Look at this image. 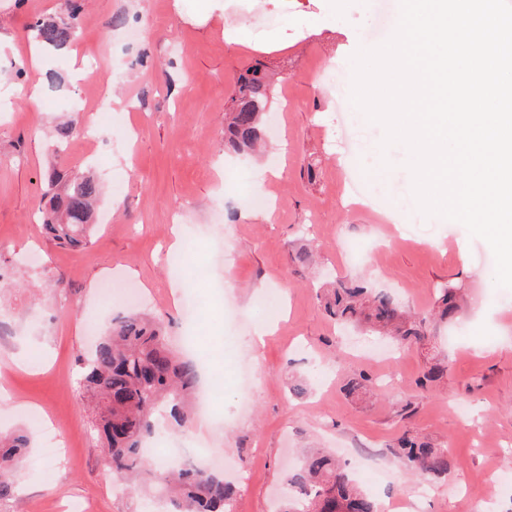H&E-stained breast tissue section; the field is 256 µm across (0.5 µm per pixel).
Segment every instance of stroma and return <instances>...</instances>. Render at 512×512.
Masks as SVG:
<instances>
[{"mask_svg": "<svg viewBox=\"0 0 512 512\" xmlns=\"http://www.w3.org/2000/svg\"><path fill=\"white\" fill-rule=\"evenodd\" d=\"M398 0H82L68 49L44 51L28 67L29 24L58 17L65 0H0V70L24 82L55 72L37 106L0 88V429L39 421L60 452L45 456L43 434L15 472V495L0 512H166L118 490L93 428L96 412L78 386L91 343L128 312L98 293L104 279L133 283L171 347L200 366L201 382L224 379L208 415L153 441L212 440L233 461V512H277L288 469L321 448L349 462L378 512H469L468 500L512 478V289L495 282L488 243L458 223L402 205L408 152L366 150L380 124L350 102L351 55L386 41ZM123 25H115V17ZM233 35L225 37L224 24ZM270 74L265 153L224 151V114L239 74L254 63ZM95 128L53 158L46 132L65 122ZM276 170L256 197L257 166ZM95 174L104 219L87 248L48 242L33 216L50 170ZM220 227L222 249L207 236ZM194 239L181 269L172 239ZM311 261L300 263L302 252ZM212 277L198 280L196 268ZM232 287H224V279ZM339 278L395 295L425 318L428 341L373 353L366 327L340 329L315 293ZM208 307L189 327L184 288ZM460 296L456 328L435 315L442 289ZM272 327L260 347L251 339ZM447 362L441 383L415 381L429 362ZM370 378L367 394L347 384ZM302 393H295V381ZM466 414H459L458 406ZM447 449L446 479L403 475L394 456L403 435Z\"/></svg>", "mask_w": 512, "mask_h": 512, "instance_id": "obj_1", "label": "stroma"}]
</instances>
